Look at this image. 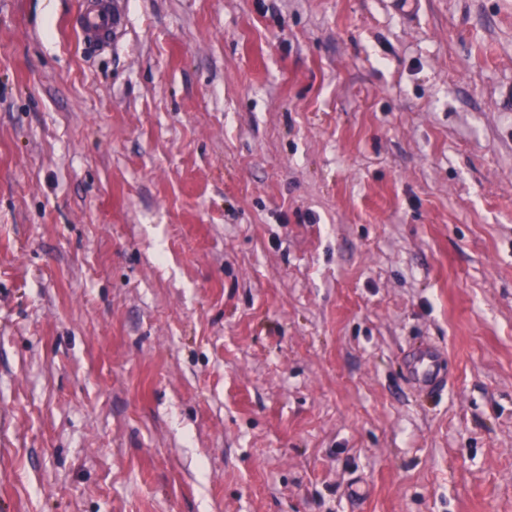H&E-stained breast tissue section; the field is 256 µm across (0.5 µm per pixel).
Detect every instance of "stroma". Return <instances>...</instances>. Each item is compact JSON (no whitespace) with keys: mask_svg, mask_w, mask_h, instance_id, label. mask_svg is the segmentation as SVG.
<instances>
[{"mask_svg":"<svg viewBox=\"0 0 512 512\" xmlns=\"http://www.w3.org/2000/svg\"><path fill=\"white\" fill-rule=\"evenodd\" d=\"M114 2L0 0V512H512V0ZM116 24V14L110 11L102 12L93 6L88 11V14L79 22H76L74 26L81 32L85 43L90 48L104 50L107 47V43L103 37L112 33V29H114ZM86 36H88V42L86 41ZM405 372L411 388L420 394L438 393L445 388L443 356L428 343H421L408 352Z\"/></svg>","mask_w":512,"mask_h":512,"instance_id":"obj_1","label":"stroma"}]
</instances>
